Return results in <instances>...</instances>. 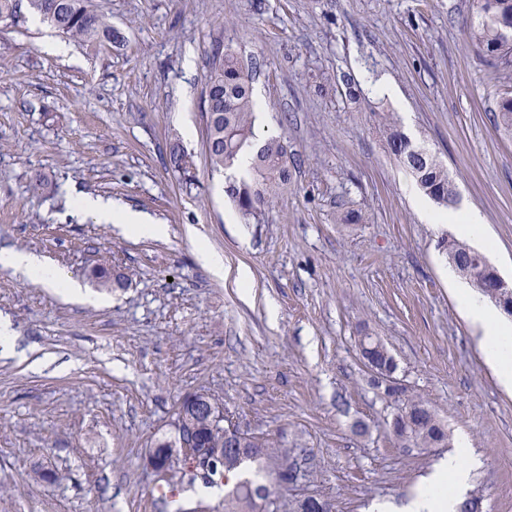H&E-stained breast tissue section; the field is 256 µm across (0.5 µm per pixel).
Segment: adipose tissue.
<instances>
[{
  "instance_id": "1",
  "label": "adipose tissue",
  "mask_w": 512,
  "mask_h": 512,
  "mask_svg": "<svg viewBox=\"0 0 512 512\" xmlns=\"http://www.w3.org/2000/svg\"><path fill=\"white\" fill-rule=\"evenodd\" d=\"M76 207L81 212L95 216L98 223L120 225L132 235L162 237L166 234L165 225L154 223L147 215L126 207L112 206L88 194L78 196ZM421 213L427 222L451 226L459 236L479 239L485 236L483 218L475 211L453 208L434 211L425 207ZM0 267L22 273L43 287L61 289L73 300L88 302L92 299L81 285L63 280L56 269L35 253L1 249ZM453 288L458 305L480 335L486 361L500 386L512 391V323L494 317L485 300L465 285L457 282ZM467 480V443L462 440L454 453L448 454L435 466L415 497L406 505L405 512H457Z\"/></svg>"
}]
</instances>
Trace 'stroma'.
<instances>
[{"instance_id": "obj_1", "label": "stroma", "mask_w": 512, "mask_h": 512, "mask_svg": "<svg viewBox=\"0 0 512 512\" xmlns=\"http://www.w3.org/2000/svg\"><path fill=\"white\" fill-rule=\"evenodd\" d=\"M118 40L44 53L27 0L0 18V249L39 255L100 297H63L0 267V318L32 357L0 361V512H155L146 458L185 396L294 449L280 512L406 501L446 451L402 448L360 356L379 337L395 378L466 438L479 512H512V392L484 360L448 283L445 226L379 130L384 113L448 167L473 241L512 281V133L495 126L494 61L468 37L475 0H88ZM264 106L257 139L288 145L291 182L244 220L212 172L202 116L214 45ZM388 81L396 97L380 94ZM177 142L196 172L182 182ZM89 193L149 214L161 238L75 207ZM205 242L224 277L198 260ZM98 265L123 274L110 292ZM251 275L250 290L236 280ZM369 430L357 436L354 422Z\"/></svg>"}]
</instances>
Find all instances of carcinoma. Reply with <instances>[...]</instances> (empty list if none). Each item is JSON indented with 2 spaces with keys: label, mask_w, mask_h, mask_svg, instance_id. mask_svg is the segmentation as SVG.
Listing matches in <instances>:
<instances>
[{
  "label": "carcinoma",
  "mask_w": 512,
  "mask_h": 512,
  "mask_svg": "<svg viewBox=\"0 0 512 512\" xmlns=\"http://www.w3.org/2000/svg\"><path fill=\"white\" fill-rule=\"evenodd\" d=\"M29 9L42 20L50 23L60 33L83 41H112L117 33L112 31L105 17L88 9L86 0H28ZM512 23V0H477V23L470 31V39L481 53L496 62L494 80L508 86L499 94L495 110V124L505 130L512 129V36H507L504 26ZM212 68L206 78L208 97L204 98L206 139L211 141L208 161L215 171L233 168L238 157L249 151L252 154L251 179L229 178L227 194L245 220L257 217L262 209L278 194L288 188V145L280 137L267 139L254 147L253 113L256 102L252 97L250 75L237 53L216 45L211 53ZM386 141L396 158L410 172L420 189L437 204L450 207L448 198L457 195L455 185L445 167L429 150L416 144L400 129L398 123L385 118L382 126ZM169 164L192 180V164L179 144L169 147ZM438 246L445 252L449 263L474 288H479L474 270L479 265V255L464 242L446 237ZM91 276L110 288L126 287V279L104 267H95ZM365 337H360L358 347L362 356L380 370L395 371L397 363L381 340L367 348ZM395 412L390 429L402 448H444L448 446V431L443 421L423 398L401 395L394 398ZM197 447L210 455L224 448V458H214L207 470L192 471L173 456L158 457L159 468L169 477L164 483L193 490L211 488L217 484L215 477L230 473L237 476L232 486H224V512H260L257 506L259 492L266 489L264 479L275 477L281 482L293 478L294 468L288 464V449L274 448L261 436L229 423L224 428L198 430Z\"/></svg>",
  "instance_id": "carcinoma-1"
}]
</instances>
